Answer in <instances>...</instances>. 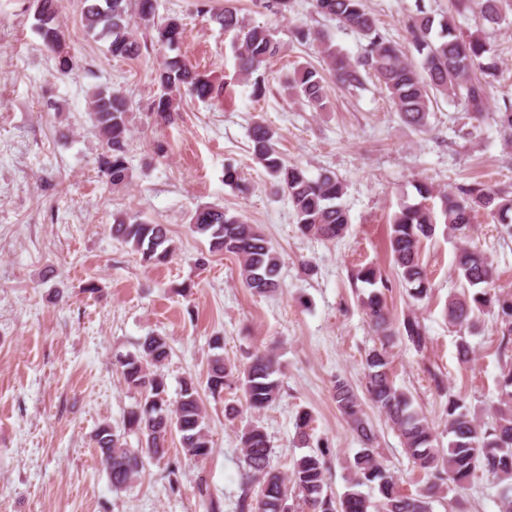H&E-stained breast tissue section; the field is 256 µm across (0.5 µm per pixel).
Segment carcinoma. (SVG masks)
<instances>
[{"mask_svg": "<svg viewBox=\"0 0 512 512\" xmlns=\"http://www.w3.org/2000/svg\"><path fill=\"white\" fill-rule=\"evenodd\" d=\"M508 0H475L483 21L499 25L506 20ZM317 13L334 18L365 42L361 56L353 59L331 40L321 38L311 29L294 30L301 43L319 41L324 65L345 88L363 85V74L374 76L387 91L402 120L414 127L426 125L432 99L441 94L464 101L466 111L479 118L487 112L495 78L494 66L486 62L494 49L478 33H463L451 15L435 17L426 7L416 4L408 22L410 44L420 56L414 62L399 44L382 33L376 18L366 11L363 0H315ZM150 23L152 42L160 48L178 47L183 29L175 17L154 20V0H85L83 23L88 32L109 41L114 57L139 55L140 45L133 33V14ZM224 31L235 32L237 64L245 76L266 65L280 52L274 33L265 26H246L231 7L212 14ZM36 29L44 45L58 55L59 69H70L71 58L64 52L62 31L57 19L56 0H35ZM160 87L148 107V113L169 121L176 111L182 92L200 100L213 98L219 89L206 75L184 61L167 60L156 72ZM323 74L311 64L298 67L288 81L294 96L312 108H326ZM89 112L106 139L110 155L104 162L112 184L126 177L130 104L118 94L99 92L92 97ZM499 131L512 137V104L493 117ZM253 154L284 191L294 210L299 231L325 241L342 238L350 219L343 203L346 185L336 175L322 173L314 178L298 163L285 160L276 150L277 132L256 121L250 129ZM422 198L418 204H403L390 220L388 248L393 267L408 295L420 300L430 290L421 262V245L431 239L437 226L446 225L448 235L459 240L454 253V272L459 290L448 297V323L471 329L480 316L496 313L501 342L512 343V297L492 292L495 277L491 258L467 241L473 215L486 210L503 225L512 224V195L486 188L479 183L462 186L458 193L437 191L426 182L414 185ZM439 198V209L429 200ZM192 231L209 241L210 251L229 253L239 261L242 283L249 290L268 293L279 287L282 260L274 245L254 224L221 208L204 207L192 217ZM112 237L129 245L147 263L162 264L175 253V246L162 224H149L135 215L117 216L111 227ZM356 281L367 291L361 294V306L368 317L378 344L365 356V391L368 401L386 417L398 432L405 451L417 467L430 475L420 494H401L393 476L383 467L375 446L376 437L368 424L358 394L347 382L338 379L333 400L364 448L350 466L347 490L338 498L325 491L324 455L305 454L293 461L286 477L271 466L272 445L263 427L250 423L241 431L243 456V492L239 512H431V503L463 487L474 471L481 468L504 482L499 494L500 512H512V362H504L498 376V402L494 422L486 426L471 414L463 399L446 389L444 381L434 376L436 387L448 395L444 432L448 447L440 441L421 409L410 396L397 387L391 377L392 348L400 338L418 352L427 348L426 328L415 316L404 318L402 327L391 326L384 291L388 280L373 265L358 269ZM171 357L168 337L152 334L138 343L134 352L116 355L114 366L128 389L139 395L117 425L105 423L94 436L112 488L122 490L140 474L143 457L140 449L128 447L126 436L152 449L150 458L161 460L172 431L180 434L186 455L203 461L212 453V439L198 387L191 378L182 381L179 397L168 398L163 368ZM280 368L276 356L257 351L249 361L236 368L216 355L210 362L207 389L219 395L224 388L237 386L243 391L247 406L260 411L271 405L280 392ZM293 484L298 503H289L288 484ZM261 485L260 499L253 501L250 490ZM363 486L377 489V497L360 491Z\"/></svg>", "mask_w": 512, "mask_h": 512, "instance_id": "carcinoma-1", "label": "carcinoma"}]
</instances>
